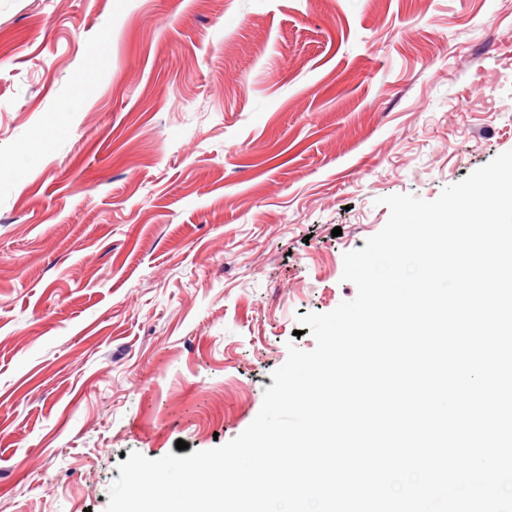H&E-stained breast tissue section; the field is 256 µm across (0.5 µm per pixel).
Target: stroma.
Returning a JSON list of instances; mask_svg holds the SVG:
<instances>
[{
  "mask_svg": "<svg viewBox=\"0 0 512 512\" xmlns=\"http://www.w3.org/2000/svg\"><path fill=\"white\" fill-rule=\"evenodd\" d=\"M508 150L512 0H0V512L236 438L380 198Z\"/></svg>",
  "mask_w": 512,
  "mask_h": 512,
  "instance_id": "1",
  "label": "stroma"
}]
</instances>
